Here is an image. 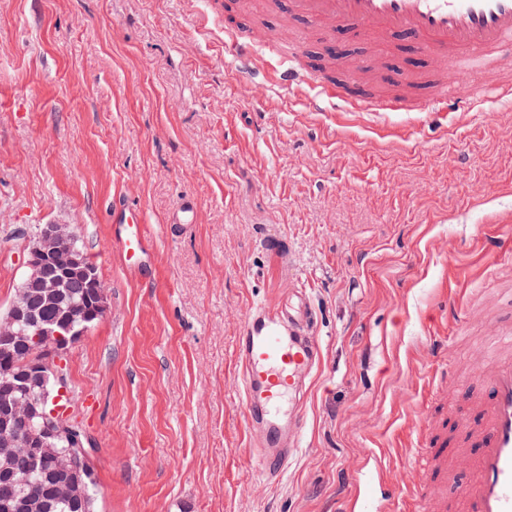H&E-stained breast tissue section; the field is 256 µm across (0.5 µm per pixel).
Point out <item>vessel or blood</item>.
Returning a JSON list of instances; mask_svg holds the SVG:
<instances>
[{"mask_svg":"<svg viewBox=\"0 0 512 512\" xmlns=\"http://www.w3.org/2000/svg\"><path fill=\"white\" fill-rule=\"evenodd\" d=\"M294 11L321 30L349 28L363 34L383 63L398 45L407 44L429 59L431 87L418 94L403 84L395 96L381 99L369 92L368 73L352 72L346 81L327 80L318 65L302 63L303 40L285 31L277 37L257 33L226 34L224 49L242 70L259 65L263 56L279 58L272 82L284 89L304 83L316 89L313 108L327 101L342 104L346 117L403 109L415 101L420 112H455L477 103L512 101V0H291ZM480 80L459 87L458 79ZM112 236L131 272H139L148 240L142 214L115 203ZM316 314L307 295L275 311L258 306L244 321L236 357L242 366V403L249 433L258 434L259 472L274 481L284 470L285 439H300L305 422L302 402L309 381L321 363ZM492 361L477 358L475 369L489 368L488 398L473 399V420L461 419L455 455H445L437 439L441 468L467 470L459 512H512V330L497 336ZM400 494L379 470L358 481L355 496L342 512H398Z\"/></svg>","mask_w":512,"mask_h":512,"instance_id":"1","label":"vessel or blood"}]
</instances>
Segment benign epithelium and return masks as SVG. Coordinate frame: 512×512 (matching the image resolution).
Returning <instances> with one entry per match:
<instances>
[{
  "instance_id": "7a95c632",
  "label": "benign epithelium",
  "mask_w": 512,
  "mask_h": 512,
  "mask_svg": "<svg viewBox=\"0 0 512 512\" xmlns=\"http://www.w3.org/2000/svg\"><path fill=\"white\" fill-rule=\"evenodd\" d=\"M73 238L69 224H45L32 237L25 249L24 265L30 283L40 289L41 298L52 302L59 296L63 280L56 275L58 270L70 268L75 261L74 250L62 244ZM73 322L55 323L36 315L27 292L20 291L13 298L7 316L0 320V355H8L10 347L31 346L43 336H54L60 345L68 343L65 335L70 333ZM63 362L46 356L40 361L30 362L21 372L11 373L0 380V464L11 465L15 449L23 448L30 460L41 456L39 437L33 428L40 425L44 433L64 438L67 449L58 454L56 465L68 467L72 457L81 452L82 433L62 420L54 419L47 411L42 390L54 373L60 384L66 378L61 372Z\"/></svg>"
}]
</instances>
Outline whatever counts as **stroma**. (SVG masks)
<instances>
[{"label":"stroma","mask_w":512,"mask_h":512,"mask_svg":"<svg viewBox=\"0 0 512 512\" xmlns=\"http://www.w3.org/2000/svg\"><path fill=\"white\" fill-rule=\"evenodd\" d=\"M302 19L260 0H0V313L44 224H76L108 285L106 312L68 351L71 413L92 441L100 512H336L349 466L372 452L392 479L444 487L467 472L416 469L449 407L487 394L474 353L512 321V254L477 233L512 212V112L313 111L311 89L251 72L224 28L267 34ZM137 205L155 277L129 272L112 199ZM195 223L170 228L184 196ZM494 264L482 312L476 265ZM309 282L324 365L299 448L276 483L256 470L235 339L253 307ZM480 310L465 329L444 298ZM447 358L433 357L431 337ZM457 392H448V371Z\"/></svg>","instance_id":"35a3bbf8"}]
</instances>
